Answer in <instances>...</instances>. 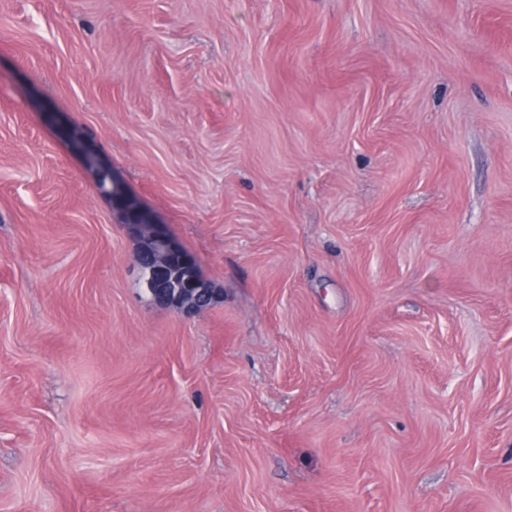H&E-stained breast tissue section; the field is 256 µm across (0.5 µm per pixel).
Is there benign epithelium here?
I'll list each match as a JSON object with an SVG mask.
<instances>
[{"mask_svg":"<svg viewBox=\"0 0 512 512\" xmlns=\"http://www.w3.org/2000/svg\"><path fill=\"white\" fill-rule=\"evenodd\" d=\"M72 147L83 154L88 167L98 170L100 193L112 198L125 225L142 238L139 255L149 256L151 262L141 278L155 301L186 316L206 309L211 303L210 285L194 257L156 223L152 213L136 202L115 175L102 167L90 149L79 140L72 141Z\"/></svg>","mask_w":512,"mask_h":512,"instance_id":"7a95c632","label":"benign epithelium"}]
</instances>
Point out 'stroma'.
I'll return each mask as SVG.
<instances>
[{
  "instance_id": "35a3bbf8",
  "label": "stroma",
  "mask_w": 512,
  "mask_h": 512,
  "mask_svg": "<svg viewBox=\"0 0 512 512\" xmlns=\"http://www.w3.org/2000/svg\"><path fill=\"white\" fill-rule=\"evenodd\" d=\"M0 512H512V0H0ZM72 147L83 154L88 167L98 170L100 193L112 197V203L122 213L124 224L142 238L137 262L142 255L151 259L141 278L155 301L186 316L206 309L211 303L210 285L194 257L156 223L152 213L136 202L113 172L111 174L102 167L104 165L90 149L79 140H73ZM173 254H180L185 263H176ZM184 267L194 270L185 275Z\"/></svg>"
}]
</instances>
